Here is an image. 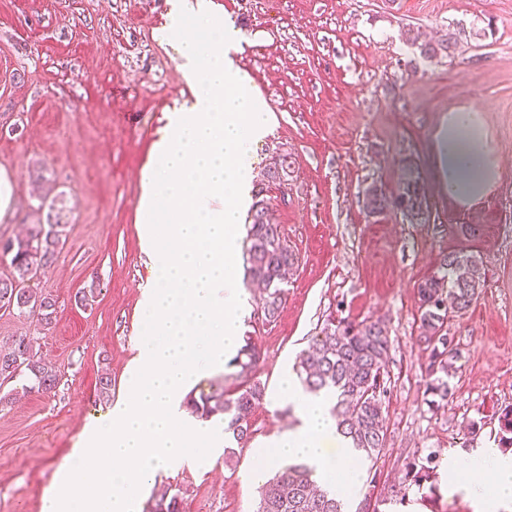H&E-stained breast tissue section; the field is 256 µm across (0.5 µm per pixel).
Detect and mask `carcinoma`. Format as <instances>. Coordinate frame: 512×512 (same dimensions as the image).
Returning <instances> with one entry per match:
<instances>
[{"label":"carcinoma","mask_w":512,"mask_h":512,"mask_svg":"<svg viewBox=\"0 0 512 512\" xmlns=\"http://www.w3.org/2000/svg\"><path fill=\"white\" fill-rule=\"evenodd\" d=\"M408 40L423 55L433 58L449 52L457 45L450 36L434 44L422 39L418 29H410ZM292 161L281 154L266 166L265 177L272 184L289 176ZM64 200L54 197L49 205L47 223L32 225L27 234L0 241V252L11 255L12 272L0 277V308L36 318V326L48 330L55 314V300L29 288L38 270L51 265L57 254L59 237L64 230ZM425 200L417 178L407 175L393 193L372 187L364 206L371 214L399 210L415 217L422 213ZM244 260L248 276L262 286L261 311L265 320L277 318L286 300V273L298 262L296 255L282 240L279 225L272 222L269 205L256 201L246 229ZM482 287L481 262L473 254L452 252L443 257L438 272L418 286L420 335L430 348L427 367V394L444 401L448 398L447 324L451 316L465 312ZM390 337L385 324L375 321L353 324L342 321L324 327L313 337L294 364V371L305 390L333 395L330 415L338 432L364 462L373 461L385 448L387 440L384 416V376ZM261 353L252 338L229 362L235 371L224 381L210 385L186 397L188 409L203 420L219 417L224 421V434L237 444L251 437V421L255 410L266 398L265 385L258 379ZM29 372L35 388L52 391L56 373L35 359L33 338L17 336L0 347V376L12 378ZM498 419V443L512 448V405L501 409ZM436 472L429 465L412 462L407 465L404 481L419 487L429 484L435 492ZM346 504L327 489H319L313 480V469L304 463L282 466L261 488L257 512H345ZM149 512H182L181 499L164 491L152 499Z\"/></svg>","instance_id":"obj_1"}]
</instances>
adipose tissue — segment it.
I'll return each instance as SVG.
<instances>
[{
  "label": "adipose tissue",
  "instance_id": "obj_1",
  "mask_svg": "<svg viewBox=\"0 0 512 512\" xmlns=\"http://www.w3.org/2000/svg\"><path fill=\"white\" fill-rule=\"evenodd\" d=\"M434 159L440 188L449 201L467 209L482 202L500 177L479 112L461 108L444 117L434 134ZM277 401L293 404L300 424L271 444L273 463L304 462L315 477L343 499L360 490L354 453L337 433L325 397L307 393L291 374L275 389ZM456 490L476 500L480 512H512V454L480 448L470 458L449 455Z\"/></svg>",
  "mask_w": 512,
  "mask_h": 512
}]
</instances>
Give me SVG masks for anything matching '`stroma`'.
Listing matches in <instances>:
<instances>
[{
	"instance_id": "obj_1",
	"label": "stroma",
	"mask_w": 512,
	"mask_h": 512,
	"mask_svg": "<svg viewBox=\"0 0 512 512\" xmlns=\"http://www.w3.org/2000/svg\"><path fill=\"white\" fill-rule=\"evenodd\" d=\"M240 34L232 55L272 112L253 147L250 191H262L282 239L298 257L287 300L266 321L249 280L243 333L261 352L268 395L252 437L225 464L160 473L183 512H256L258 445L296 428L297 413L272 393L296 356L330 321L383 322L391 339L385 377L386 446L376 481L361 494L385 512H476L447 477L436 495L407 484L406 465L496 442L497 415L512 405V0H212ZM170 0H0V167L16 179L14 219L0 239L46 221L42 196L68 209L56 261L30 286L56 301L50 330L0 310V344L34 338L55 389L27 376L0 378V512H41L58 468L86 425L128 392L127 365L144 319L141 290L152 263L141 247L140 177L169 112L190 91L175 43L162 39ZM448 53L423 58L409 28ZM477 110L501 175L484 201L461 209L436 181L433 134L448 112ZM292 160L287 190L266 182L272 156ZM413 171L422 214L372 215L367 188L393 192ZM482 263L478 298L448 324L459 349L447 400L426 393L430 350L420 338L417 288L448 253ZM87 303H79L80 295ZM112 399L98 398L102 373Z\"/></svg>"
}]
</instances>
